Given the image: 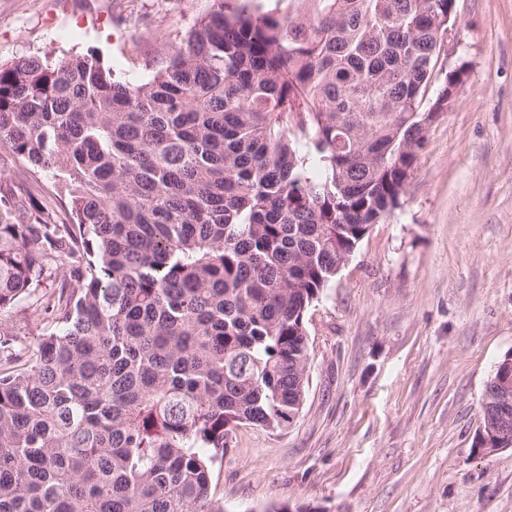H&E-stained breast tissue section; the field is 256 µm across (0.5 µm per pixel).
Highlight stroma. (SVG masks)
<instances>
[{
    "label": "stroma",
    "instance_id": "35a3bbf8",
    "mask_svg": "<svg viewBox=\"0 0 512 512\" xmlns=\"http://www.w3.org/2000/svg\"><path fill=\"white\" fill-rule=\"evenodd\" d=\"M213 0H0V63L93 49L132 83ZM461 80L409 179L307 314L304 407L244 425L213 466L224 512H512V448L481 453L485 386L512 354V0H455ZM45 283L0 312L33 350L55 332Z\"/></svg>",
    "mask_w": 512,
    "mask_h": 512
}]
</instances>
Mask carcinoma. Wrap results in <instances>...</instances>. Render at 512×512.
Here are the masks:
<instances>
[{"mask_svg": "<svg viewBox=\"0 0 512 512\" xmlns=\"http://www.w3.org/2000/svg\"><path fill=\"white\" fill-rule=\"evenodd\" d=\"M305 2L214 0L139 84L91 50L0 64V311L68 269L58 331L23 357L0 326V512H224L228 434L288 426L307 312L460 74L454 0Z\"/></svg>", "mask_w": 512, "mask_h": 512, "instance_id": "carcinoma-1", "label": "carcinoma"}]
</instances>
